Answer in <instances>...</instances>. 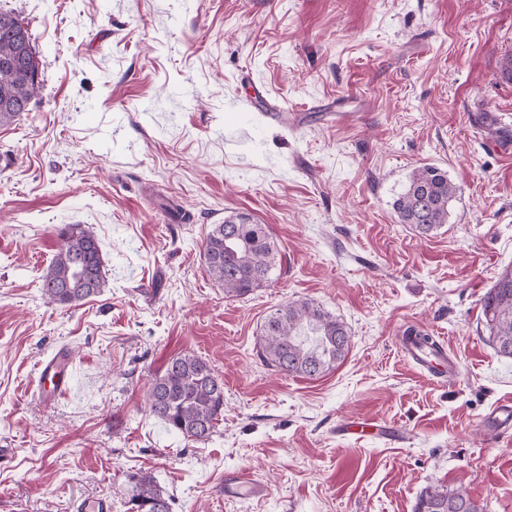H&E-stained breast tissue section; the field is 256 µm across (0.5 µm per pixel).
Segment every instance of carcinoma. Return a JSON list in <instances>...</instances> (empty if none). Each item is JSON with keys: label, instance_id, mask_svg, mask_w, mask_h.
I'll return each instance as SVG.
<instances>
[{"label": "carcinoma", "instance_id": "cac0c4a2", "mask_svg": "<svg viewBox=\"0 0 512 512\" xmlns=\"http://www.w3.org/2000/svg\"><path fill=\"white\" fill-rule=\"evenodd\" d=\"M40 66L28 26L0 11V127L10 126L28 110L40 88ZM456 187L432 166L416 169L393 209L402 224L422 236L448 223ZM59 244L40 290L47 302L77 305L108 287L96 235L82 224L58 230ZM210 276L229 297H244L268 282L277 249L267 227L247 213L210 225L203 243ZM484 325L498 354L512 358V268L502 272L482 299ZM263 361L282 373L320 378L346 355L350 334L345 324L312 301H290L270 314L261 329ZM150 413L168 429L191 441L212 436L224 414V382L206 360L193 354L172 357L153 379ZM131 512H172L171 500L153 476L131 479ZM415 512H483L466 487L453 491L428 488L418 497Z\"/></svg>", "mask_w": 512, "mask_h": 512}]
</instances>
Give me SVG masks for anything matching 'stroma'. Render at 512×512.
Wrapping results in <instances>:
<instances>
[{"mask_svg":"<svg viewBox=\"0 0 512 512\" xmlns=\"http://www.w3.org/2000/svg\"><path fill=\"white\" fill-rule=\"evenodd\" d=\"M27 23L43 83L0 128V512H128L151 474L172 512H414L466 487L512 512V359L481 300L512 266V0H0ZM269 91L276 118L228 111ZM347 124L331 122L336 110ZM235 139L227 149L226 139ZM457 188L431 237L392 203L416 169ZM268 225V286L228 297L203 241L225 216ZM100 240L108 286L51 305L40 277L57 232ZM310 299L350 349L318 379L260 357V327ZM445 342L440 382L405 361L401 330ZM66 398L33 383L60 345ZM192 353L224 382V418L192 442L150 414L168 360ZM396 440L339 435L358 419ZM246 472L264 497H231Z\"/></svg>","mask_w":512,"mask_h":512,"instance_id":"35a3bbf8","label":"stroma"}]
</instances>
